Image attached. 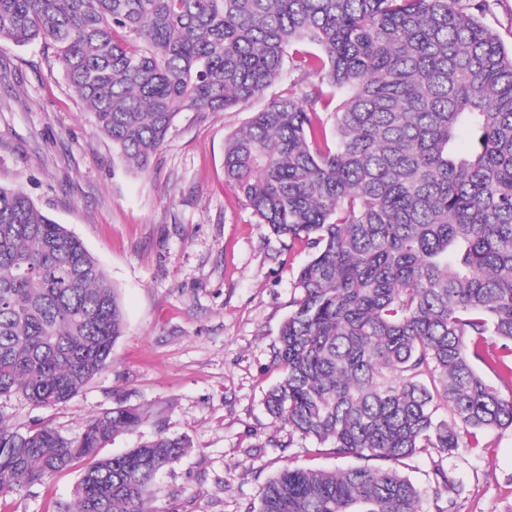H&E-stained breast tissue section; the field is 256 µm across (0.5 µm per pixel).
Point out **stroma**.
<instances>
[{"label": "stroma", "instance_id": "1", "mask_svg": "<svg viewBox=\"0 0 512 512\" xmlns=\"http://www.w3.org/2000/svg\"><path fill=\"white\" fill-rule=\"evenodd\" d=\"M251 110L178 113L149 170L133 174L95 132L52 49L0 41V185L83 242L126 319L111 364L77 395L53 407L4 396L0 419L23 429L45 421L73 437L94 413L149 410L140 433L119 435L106 452L123 453L160 425L189 438L154 487L156 512H248L282 468L350 464L289 440L265 408L279 377L272 346L309 254L287 251L224 181V140ZM486 441L458 463L460 512H512V429ZM79 478L66 471L0 497V512H58Z\"/></svg>", "mask_w": 512, "mask_h": 512}]
</instances>
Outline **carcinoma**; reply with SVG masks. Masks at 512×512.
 <instances>
[{
    "label": "carcinoma",
    "mask_w": 512,
    "mask_h": 512,
    "mask_svg": "<svg viewBox=\"0 0 512 512\" xmlns=\"http://www.w3.org/2000/svg\"><path fill=\"white\" fill-rule=\"evenodd\" d=\"M490 2L0 0V40L50 46L135 172L178 113L243 109L288 79L224 141L255 223L311 250L265 404L288 438L366 464L285 468L251 512H457L440 505L461 487L451 459L512 428V393L484 375L512 390V50L483 23ZM124 328L79 238L0 186V396L67 402ZM147 420L119 406L68 438L0 419V494L77 468L60 512H150L186 438L158 429L100 456ZM426 448L421 487L395 465Z\"/></svg>",
    "instance_id": "carcinoma-1"
}]
</instances>
